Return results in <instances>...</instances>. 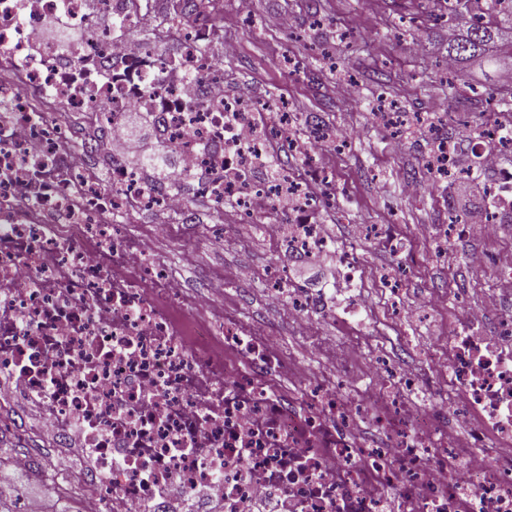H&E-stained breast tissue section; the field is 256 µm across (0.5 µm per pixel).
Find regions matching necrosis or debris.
Instances as JSON below:
<instances>
[{"label": "necrosis or debris", "mask_w": 512, "mask_h": 512, "mask_svg": "<svg viewBox=\"0 0 512 512\" xmlns=\"http://www.w3.org/2000/svg\"><path fill=\"white\" fill-rule=\"evenodd\" d=\"M25 2L0 0V426L12 427L3 411L15 401L38 409L57 473H69L72 456L85 460L84 512H172L199 492L214 505L198 512H256L260 501L266 512H512V317L495 336L482 335V315L453 323L432 400L391 391L346 401L295 362L297 399L271 380L273 344L225 322L227 276L213 278V298L175 306L154 233L121 237L119 219L134 215L195 223L191 193L232 197L240 236L265 231L302 260L338 255L356 281L314 216L309 184L258 165L287 144L322 175L318 118L304 144L299 116L273 125L255 98L220 92L219 0H166L161 20L148 19L144 0H39L42 11L66 9L76 31L69 45L41 49ZM133 109L149 112L178 153L172 184H153L115 150ZM377 119L427 125L435 138L424 165L441 178L458 171L461 141L498 159L512 153L511 112L458 140L414 113ZM494 171L488 236L512 214V170ZM365 417L385 441L363 437ZM467 417L475 427L457 433L454 421Z\"/></svg>", "instance_id": "1"}]
</instances>
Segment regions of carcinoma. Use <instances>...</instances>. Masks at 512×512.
<instances>
[{
  "label": "carcinoma",
  "instance_id": "cac0c4a2",
  "mask_svg": "<svg viewBox=\"0 0 512 512\" xmlns=\"http://www.w3.org/2000/svg\"><path fill=\"white\" fill-rule=\"evenodd\" d=\"M448 11L453 18L469 16V26L448 40V61L512 65V0H452Z\"/></svg>",
  "mask_w": 512,
  "mask_h": 512
}]
</instances>
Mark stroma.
I'll return each instance as SVG.
<instances>
[{"label": "stroma", "instance_id": "stroma-1", "mask_svg": "<svg viewBox=\"0 0 512 512\" xmlns=\"http://www.w3.org/2000/svg\"><path fill=\"white\" fill-rule=\"evenodd\" d=\"M448 26L443 0H254L251 23L224 33L237 48L222 62L225 80L252 82L262 107L318 113L327 130L361 128V137L346 145L319 143L329 167L326 181L315 186L322 200L319 220L333 225L338 248L358 269L355 292L347 291L344 280L326 281L318 264L294 259L263 233L241 242L233 229L213 230L232 208L203 197L192 199L199 223L168 220L169 231L158 243L156 258L185 300L207 292L225 266H245L246 275L224 290L226 311L244 330L272 342L281 360L309 364L331 387L336 376L324 367L319 350H341L351 376L350 398L388 385L407 399H427L423 379L448 363L433 339L462 307L478 306L495 294L503 314L512 315V284L485 262L488 254L512 247V223L502 225L494 239L456 237L448 256L439 257L434 236L424 228L458 215L455 185L441 182L421 196L406 194L401 173L429 176L423 159L430 134L416 131L396 153L390 148L392 129L374 119L384 97L410 112L444 113L446 137L493 122L485 96L496 90L497 77L491 69L474 67L449 78ZM346 77L359 85V97L326 95V86ZM370 224L390 225L394 245L358 237V228ZM272 269L282 271L289 284L327 291L332 308L313 316L309 336L297 335L285 305L270 293ZM417 301L428 304V318L397 319L398 310ZM382 363L387 373L372 376ZM13 414L17 426L0 434V458L24 448L38 464L17 486L20 501L36 497L45 512H80L79 488L53 482L51 449L23 437V430L34 426L23 407Z\"/></svg>", "mask_w": 512, "mask_h": 512}]
</instances>
